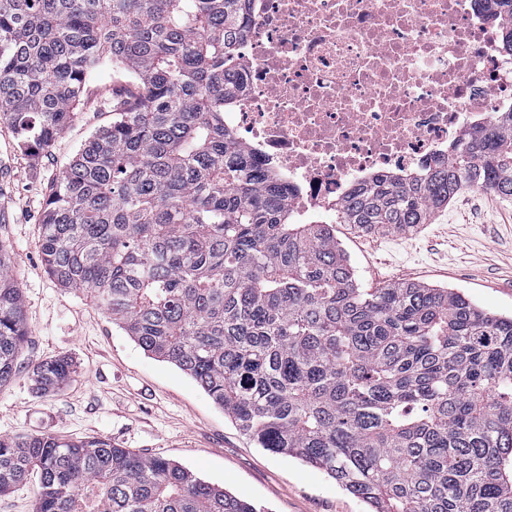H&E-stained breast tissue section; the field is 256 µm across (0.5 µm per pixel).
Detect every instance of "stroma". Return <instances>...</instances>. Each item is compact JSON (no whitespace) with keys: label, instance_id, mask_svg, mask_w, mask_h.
I'll use <instances>...</instances> for the list:
<instances>
[{"label":"stroma","instance_id":"stroma-1","mask_svg":"<svg viewBox=\"0 0 512 512\" xmlns=\"http://www.w3.org/2000/svg\"><path fill=\"white\" fill-rule=\"evenodd\" d=\"M111 120L87 103L37 155L19 147L14 129L0 122V158L11 162L0 180L8 202L0 240L11 247L30 339L21 363L67 355L75 364L71 382L55 393H38L23 372L0 387V436L105 438L173 460L265 512H366L322 471L257 448L191 376L145 354L91 296L47 274L39 247L47 194L84 142ZM334 233L359 287L408 281L451 288L480 308L512 316L510 200L466 189L414 232L364 234L338 224Z\"/></svg>","mask_w":512,"mask_h":512}]
</instances>
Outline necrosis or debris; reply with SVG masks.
Wrapping results in <instances>:
<instances>
[{
	"label": "necrosis or debris",
	"instance_id": "4bbe7bcc",
	"mask_svg": "<svg viewBox=\"0 0 512 512\" xmlns=\"http://www.w3.org/2000/svg\"><path fill=\"white\" fill-rule=\"evenodd\" d=\"M251 19L224 124L287 182L294 223L512 110V54L477 0H253Z\"/></svg>",
	"mask_w": 512,
	"mask_h": 512
}]
</instances>
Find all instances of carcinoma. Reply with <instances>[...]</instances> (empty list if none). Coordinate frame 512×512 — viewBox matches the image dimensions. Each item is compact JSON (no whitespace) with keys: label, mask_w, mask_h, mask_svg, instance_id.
Wrapping results in <instances>:
<instances>
[{"label":"carcinoma","mask_w":512,"mask_h":512,"mask_svg":"<svg viewBox=\"0 0 512 512\" xmlns=\"http://www.w3.org/2000/svg\"><path fill=\"white\" fill-rule=\"evenodd\" d=\"M250 2L0 0V121L22 147L54 143L101 66L131 78L47 196V273L371 512H512V317L448 288H359L332 225L292 222L288 185L224 126ZM465 189L512 199V111L354 187L336 218L409 231ZM28 342L0 241V386ZM74 373L60 355L27 378L50 393ZM33 476L35 512H261L104 438L0 436V492Z\"/></svg>","instance_id":"cac0c4a2"}]
</instances>
